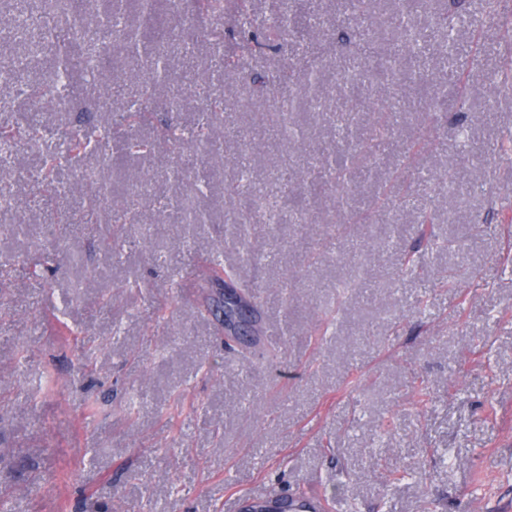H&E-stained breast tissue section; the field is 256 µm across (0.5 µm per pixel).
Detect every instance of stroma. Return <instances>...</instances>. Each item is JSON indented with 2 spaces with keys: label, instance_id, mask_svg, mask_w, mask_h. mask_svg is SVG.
I'll list each match as a JSON object with an SVG mask.
<instances>
[{
  "label": "stroma",
  "instance_id": "35a3bbf8",
  "mask_svg": "<svg viewBox=\"0 0 512 512\" xmlns=\"http://www.w3.org/2000/svg\"><path fill=\"white\" fill-rule=\"evenodd\" d=\"M287 2L321 18L317 39L284 35L279 52L255 57L233 8L206 16L192 0H152L146 24L129 0L141 50L100 46L111 77L75 74L72 108L0 85V127L31 118L40 129L0 157V195L23 202L0 211V486L14 512H224L230 496L265 486L321 496L329 512H512V161L501 151L512 138V90L492 82L512 60V0H495L477 25L457 21V70L471 94L441 120L418 105L435 85L458 94L441 41L387 78L370 64L356 69V96L396 100L394 136L381 161L360 158L351 197L312 185L300 223L257 224L241 239L224 169L209 155L174 161L156 117L110 135L140 84L144 47L182 19L169 62L225 99V154L247 151L268 187L281 170L318 167L335 124L297 114L295 149L256 133L274 106L253 95L249 76L284 69L301 79L313 69L316 93L336 100L349 64L335 50L336 20L370 30L383 55L396 38L395 2L371 0L364 18L345 0ZM218 34L239 47L226 81L213 72ZM78 123L100 152L66 154ZM130 140L154 143L152 155L130 156ZM50 153L61 156L66 232L39 205L36 175ZM174 167L185 186L208 174L205 194L183 200L202 223L172 224L146 205L118 251L87 234V175L104 183L97 221L107 224L114 205L167 189ZM448 168L464 186L455 196L438 180ZM398 175L411 184L408 203L351 223ZM336 215L344 232L328 224ZM250 247L263 253L259 265L248 263ZM407 254L416 273L401 268ZM213 260L235 270L257 335L226 334L224 283L202 271ZM402 463L413 471L399 480Z\"/></svg>",
  "mask_w": 512,
  "mask_h": 512
}]
</instances>
